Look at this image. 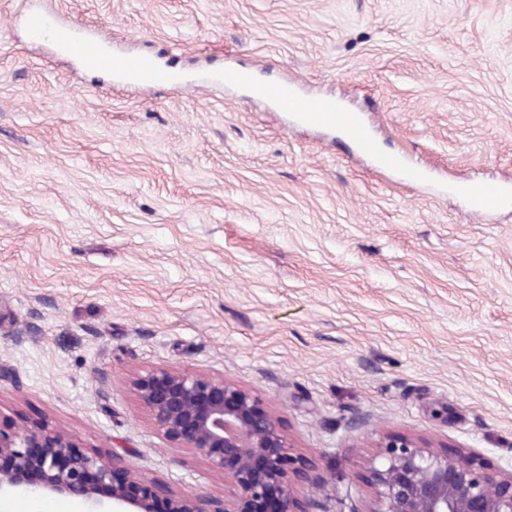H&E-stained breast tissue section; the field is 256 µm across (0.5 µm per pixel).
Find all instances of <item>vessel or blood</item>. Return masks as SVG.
<instances>
[{"instance_id":"obj_1","label":"vessel or blood","mask_w":512,"mask_h":512,"mask_svg":"<svg viewBox=\"0 0 512 512\" xmlns=\"http://www.w3.org/2000/svg\"><path fill=\"white\" fill-rule=\"evenodd\" d=\"M23 22L33 40L48 39L56 48L75 53L86 69L111 73L113 78L129 84H147L156 88L168 87L179 81L174 71L155 59L112 49L96 35L77 32L41 7L28 8ZM199 83L204 87H249L254 85L255 75L247 69L227 67L201 76ZM260 96L273 103L299 101L295 114L299 122L339 130L354 144L359 154L372 158L379 168L405 170L401 156L379 153L377 141L360 113L343 109L335 99L300 100L296 88L284 81L264 84ZM460 194L476 215L485 217L499 210L512 192L497 181L478 179L462 185Z\"/></svg>"}]
</instances>
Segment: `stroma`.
<instances>
[{"label":"stroma","mask_w":512,"mask_h":512,"mask_svg":"<svg viewBox=\"0 0 512 512\" xmlns=\"http://www.w3.org/2000/svg\"><path fill=\"white\" fill-rule=\"evenodd\" d=\"M25 2L0 0V425L222 501L131 387L169 366L256 389L324 512H370L387 434L512 463V203L478 218L456 191L512 186V0H41L178 68L167 89L32 43ZM222 64L363 112L425 180L192 85Z\"/></svg>","instance_id":"1"}]
</instances>
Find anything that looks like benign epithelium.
Here are the masks:
<instances>
[{
  "label": "benign epithelium",
  "mask_w": 512,
  "mask_h": 512,
  "mask_svg": "<svg viewBox=\"0 0 512 512\" xmlns=\"http://www.w3.org/2000/svg\"><path fill=\"white\" fill-rule=\"evenodd\" d=\"M133 388L158 433L224 475L223 505L165 487L115 451L81 449L45 422L0 428V496L80 499L86 512H318L317 500L295 496L296 485L318 482L315 467L291 454L280 415L257 391L172 367L137 376ZM374 448L370 512H512V468L493 472L471 451L405 435Z\"/></svg>",
  "instance_id": "1"
}]
</instances>
